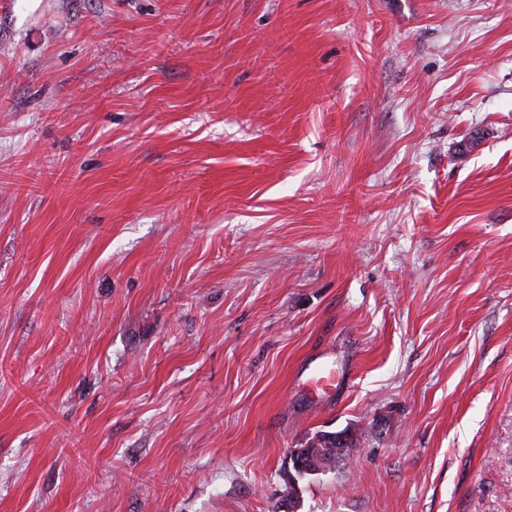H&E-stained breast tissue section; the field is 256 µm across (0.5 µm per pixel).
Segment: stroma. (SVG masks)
Wrapping results in <instances>:
<instances>
[{"label":"stroma","instance_id":"35a3bbf8","mask_svg":"<svg viewBox=\"0 0 512 512\" xmlns=\"http://www.w3.org/2000/svg\"><path fill=\"white\" fill-rule=\"evenodd\" d=\"M288 497L512 512V0H0V512ZM313 448L289 449L290 460L295 463L294 470L300 477L316 475L325 471L324 463L316 456H312Z\"/></svg>","mask_w":512,"mask_h":512}]
</instances>
